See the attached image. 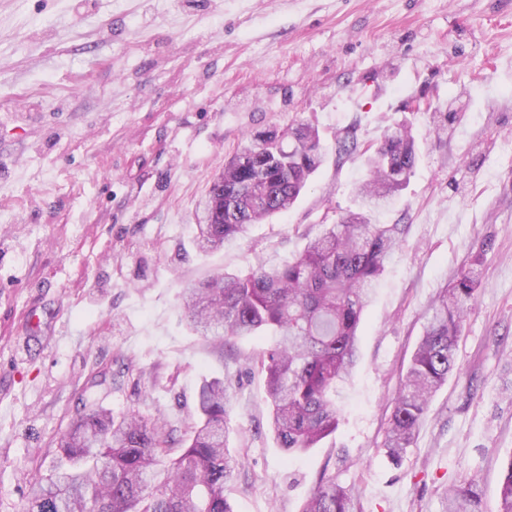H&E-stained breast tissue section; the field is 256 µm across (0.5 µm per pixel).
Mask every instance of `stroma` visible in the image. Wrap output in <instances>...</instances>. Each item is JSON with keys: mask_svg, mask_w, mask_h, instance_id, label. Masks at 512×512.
<instances>
[{"mask_svg": "<svg viewBox=\"0 0 512 512\" xmlns=\"http://www.w3.org/2000/svg\"><path fill=\"white\" fill-rule=\"evenodd\" d=\"M452 118L437 135L404 102ZM317 126L325 162L297 203L203 253L195 208L245 133ZM408 125L419 157L376 224L405 225L360 324L335 433L286 455L269 429L264 340L234 351L192 332L183 282L273 265L353 205L367 170L336 159ZM480 284L456 351L401 460L392 399L442 288ZM231 384L235 512H300L321 474L353 512H440L476 478L498 512L512 462V0H0V512L83 405L193 421L202 378Z\"/></svg>", "mask_w": 512, "mask_h": 512, "instance_id": "1", "label": "stroma"}]
</instances>
